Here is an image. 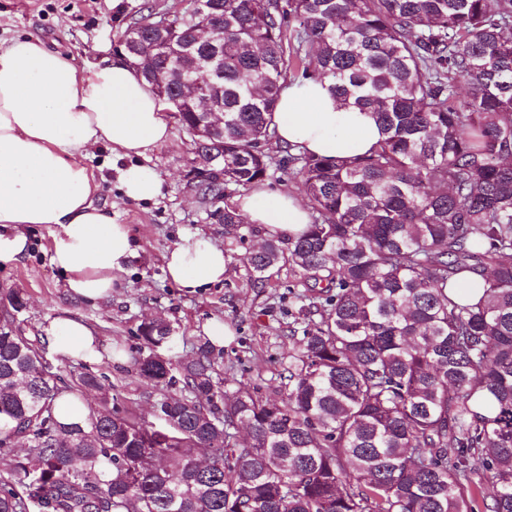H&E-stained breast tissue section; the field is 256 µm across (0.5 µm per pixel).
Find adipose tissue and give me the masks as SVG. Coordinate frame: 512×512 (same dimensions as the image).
I'll return each mask as SVG.
<instances>
[{
	"label": "adipose tissue",
	"mask_w": 512,
	"mask_h": 512,
	"mask_svg": "<svg viewBox=\"0 0 512 512\" xmlns=\"http://www.w3.org/2000/svg\"><path fill=\"white\" fill-rule=\"evenodd\" d=\"M273 127L279 144L328 158L367 153L382 137L373 113L343 107L329 83L315 80L282 90ZM170 135L162 102L122 59L84 70L39 38L0 39V262L26 256L22 225L54 226L51 262L70 294L91 303L110 299L138 245L111 209L94 204L98 185L83 158L91 148L110 147L127 161L118 176L123 196L151 201L164 183L144 160ZM236 209L284 237L310 222L298 199L261 185L238 197ZM164 263L171 282L196 293L223 281L226 256L195 233L169 249ZM47 334L60 359L100 357L97 335L80 319L55 318Z\"/></svg>",
	"instance_id": "1"
}]
</instances>
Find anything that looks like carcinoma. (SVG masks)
I'll return each instance as SVG.
<instances>
[{"label": "carcinoma", "instance_id": "obj_1", "mask_svg": "<svg viewBox=\"0 0 512 512\" xmlns=\"http://www.w3.org/2000/svg\"><path fill=\"white\" fill-rule=\"evenodd\" d=\"M198 2L166 30L150 86L169 102L193 80L224 110L202 139L199 102L176 109L191 153H214L186 184L216 223H242L224 199L269 176L288 75L331 82L381 128L364 155L288 147L279 166L312 221L246 257L261 282L285 264L326 282L319 320L277 399L224 390L214 346L181 363L171 325L145 321L137 374L179 394L154 422L89 404L66 425L60 377L8 295L0 512H512V0ZM155 33L150 14L127 26L133 66ZM466 272L484 278L473 303L451 283Z\"/></svg>", "mask_w": 512, "mask_h": 512}]
</instances>
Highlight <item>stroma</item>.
Segmentation results:
<instances>
[{
  "mask_svg": "<svg viewBox=\"0 0 512 512\" xmlns=\"http://www.w3.org/2000/svg\"><path fill=\"white\" fill-rule=\"evenodd\" d=\"M185 0H0V38L26 33L53 49L65 51L74 63L90 69L103 58L114 57L115 46L132 19L149 12L175 15ZM171 136L153 150L150 164L164 182V193L153 201L124 199L118 171L124 160L100 146L89 151L85 163L99 190L96 205L113 207L118 223L129 225L139 245L138 255L122 275L109 301L92 304L73 298L65 276L50 262L54 231L46 224L25 226L27 257L0 263V298L19 293L26 301L17 317L24 335L46 343L51 320L69 315L85 321L99 337L101 356L89 362L57 360L47 353L61 378V389L79 392L80 379L88 373L110 384L111 404L128 408L153 420L160 391L140 378L134 358L140 342L141 322L161 318L185 339L178 350L181 360L194 355L205 341L204 327L223 321L229 331L220 349L223 376L244 383L267 398L279 397L287 384L288 354L296 345L309 314L303 313L308 288L300 274L281 266L266 282L255 281L245 262L249 250L267 237L258 224L242 223L236 233L208 218L185 186L190 164V138L174 121ZM201 232L222 247L229 257L222 283L198 294L177 288L167 277L163 257L184 236Z\"/></svg>",
  "mask_w": 512,
  "mask_h": 512,
  "instance_id": "1",
  "label": "stroma"
}]
</instances>
